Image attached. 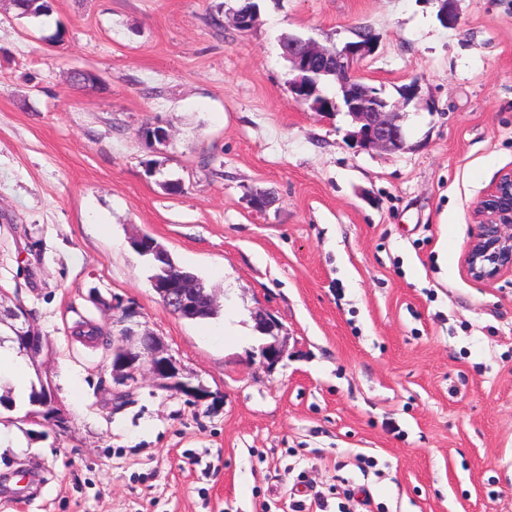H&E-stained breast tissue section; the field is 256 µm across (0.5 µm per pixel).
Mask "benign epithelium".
Wrapping results in <instances>:
<instances>
[{
  "label": "benign epithelium",
  "mask_w": 512,
  "mask_h": 512,
  "mask_svg": "<svg viewBox=\"0 0 512 512\" xmlns=\"http://www.w3.org/2000/svg\"><path fill=\"white\" fill-rule=\"evenodd\" d=\"M373 34L356 33V39L342 47L327 49L311 39L296 36L288 44L285 58L292 78L289 89L301 105L323 114L345 111L351 117L355 130L351 138L363 150L384 149L399 151L404 147L402 108L416 95V84L402 91V100L389 101L378 90L357 78L354 66L374 48ZM332 77L336 83V97L319 95V78ZM476 231L463 255V266L475 280H494L506 271H512V170L500 175L483 194L472 212ZM153 287L162 303L174 314L183 317L194 313L212 296L196 283L177 275L152 279ZM112 311L117 313L114 323L120 326L118 337L112 340V379L136 381L142 367L158 381L159 387L176 390L197 403L208 399L209 392L201 385L194 386L182 379L176 360L168 353L162 340L151 333L136 334L132 325L137 310L112 299ZM7 325L14 334L12 340L20 343L30 358L38 356L44 348V338L30 323L28 313L18 301L7 304L0 297V325ZM261 358L267 367L276 366L283 358V349L275 340L262 346ZM45 401L42 410L31 411L25 419L33 424L53 422L65 424L66 414L58 407L50 381L43 382Z\"/></svg>",
  "instance_id": "7a95c632"
}]
</instances>
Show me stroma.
<instances>
[{"label": "stroma", "mask_w": 512, "mask_h": 512, "mask_svg": "<svg viewBox=\"0 0 512 512\" xmlns=\"http://www.w3.org/2000/svg\"><path fill=\"white\" fill-rule=\"evenodd\" d=\"M255 2L247 31L241 0L0 11V292L46 340L27 382L50 375L68 417L0 405L23 442L0 454V512H292L302 483L349 490L350 512H512V273L462 265L512 169V0H456L453 28L440 0ZM361 28L357 76L392 101L418 85L397 152L289 91L284 36ZM74 69L98 83L70 89ZM142 233L214 289L216 318L162 304ZM115 296L206 401L113 382ZM260 316L283 338L271 369Z\"/></svg>", "instance_id": "obj_1"}]
</instances>
